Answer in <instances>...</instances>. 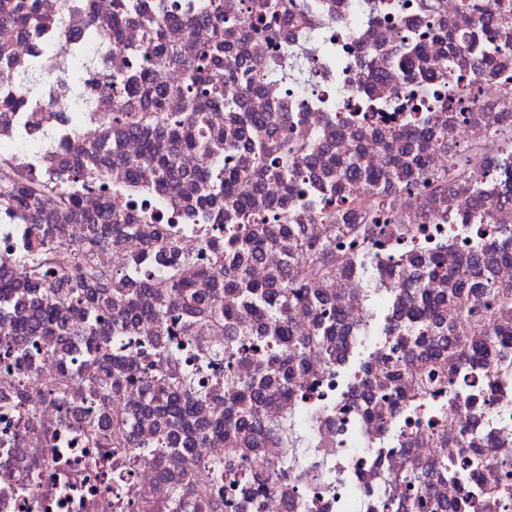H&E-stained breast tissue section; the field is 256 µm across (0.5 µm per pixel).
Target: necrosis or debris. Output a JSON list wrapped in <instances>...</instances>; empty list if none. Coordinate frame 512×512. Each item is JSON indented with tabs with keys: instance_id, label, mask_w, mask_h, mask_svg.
Returning <instances> with one entry per match:
<instances>
[{
	"instance_id": "obj_1",
	"label": "necrosis or debris",
	"mask_w": 512,
	"mask_h": 512,
	"mask_svg": "<svg viewBox=\"0 0 512 512\" xmlns=\"http://www.w3.org/2000/svg\"><path fill=\"white\" fill-rule=\"evenodd\" d=\"M61 2L39 0L44 15L60 17L59 28L19 35L11 55L0 58V69L13 74L42 66L43 102L0 114V145L33 137L38 127L55 133L51 146L15 154L36 174L107 126L110 108L103 101L78 125L66 106L69 90L58 66L74 59L76 47H84L95 79L125 68L130 50L144 41L146 19L159 21L166 43L181 48L209 34L184 23L194 0H138L117 43L101 44L94 35L102 20L89 0H76L67 12ZM250 2L220 0L224 17L238 22L224 46L231 69L224 101L274 113L275 138L305 144L288 158L298 182L254 170L232 187L236 197L259 204L251 228L261 249L246 261L250 281L262 291L274 287L275 273L303 269L282 242L270 240L273 217L287 215L303 242L318 245L333 224L364 223L372 197L383 206L372 243L350 255L335 284L308 279V302L277 307L298 337L312 335L325 312L337 311L336 353L286 357V342L232 288L222 294L235 319L223 326L204 320L184 335L185 317L177 310L162 342L134 323L108 337L112 383L120 392L114 407L89 393L104 365L84 337H62L52 348L37 337L18 349L0 347V512H179L181 499L195 512H451L450 500L468 491L478 512H512V484L503 479L504 465L512 464V353L474 356L463 341L469 315L444 305L433 333L453 341L454 354L430 363L442 388L418 398L393 383L397 364L419 359L400 340L414 300L456 287L458 271L474 259L489 280L512 287V261L499 257L503 231L512 228V164L502 162L494 138L512 133V50H495L512 32L487 20L504 0H276L274 14L261 20L248 17ZM407 44L415 55L404 68L398 58ZM185 79L179 61L151 67L136 102L169 90L166 111L194 122L195 113L174 92ZM352 157L365 174L346 186L347 204L327 221L336 162ZM421 159L435 180L424 190L398 179L375 189L366 179L414 168ZM458 165L465 176L454 174ZM131 192L151 204L129 209L131 223L150 213L185 244L206 232L239 231L235 211L225 210L220 225L198 223L191 217L194 194L159 191L148 172L130 184L124 168L113 166V202H125ZM145 254L165 267V253L146 239L120 236L112 267L137 280V260ZM431 256L441 257L448 278L423 289L416 260ZM242 344L245 369L262 393L245 463L224 429L242 394L224 357ZM144 367L189 378L198 400L180 417L164 413L135 379ZM61 381L67 400L59 404L51 394ZM118 417L132 444L99 448L88 440ZM204 460L229 469L244 463L248 471L200 481L193 470ZM446 461L476 466L469 489L449 487L441 470ZM411 472L419 486L406 482Z\"/></svg>"
}]
</instances>
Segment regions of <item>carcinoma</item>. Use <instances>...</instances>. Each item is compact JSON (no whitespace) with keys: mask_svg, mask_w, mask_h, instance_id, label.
Listing matches in <instances>:
<instances>
[{"mask_svg":"<svg viewBox=\"0 0 512 512\" xmlns=\"http://www.w3.org/2000/svg\"><path fill=\"white\" fill-rule=\"evenodd\" d=\"M97 15L104 22L100 33L110 39L119 37L124 22L123 5L116 0H94ZM191 24L211 27V35L193 46L186 65L190 70L189 82L179 91L188 100L203 99L212 109L224 108V77L216 73L224 57V19L220 4L210 0L200 15L189 19ZM56 27V21L43 16L38 0H13L9 12L0 14V48L11 47L9 32L16 30H46ZM164 43V31L153 24L148 30L143 45L133 52L136 57L160 54ZM66 77L78 95L71 101L70 110L83 112L90 107L86 76L83 70L72 64L65 68ZM146 79L145 72L131 67L120 74L110 75L95 83L98 93L115 98L112 123L130 134L154 128L160 140L147 141L142 153L123 161L130 182L137 181L140 172L147 168L153 173L156 186L163 191L170 186L186 185L199 194V206L205 209L201 217L206 223H224V207L221 202L229 198V183L240 176L239 170L224 172V134L215 122L204 114L194 125L185 124L178 112L163 111L166 94L156 96L155 112H136L121 104L131 97ZM17 81L22 86L18 97L0 100V113L20 107L40 98V77L29 69ZM236 122L249 134L251 163L264 167L265 157L277 153L281 166L271 169L277 177H289L287 157L288 145H276L266 141V130L274 122L269 112H240ZM183 151H197L204 155L203 166L194 173L182 171L177 159ZM108 143L83 144L78 157L70 164L51 169L35 177L24 171L16 159L8 153H0V209L15 214L22 221L33 225L32 239L27 254L0 259V303L14 302L27 307L30 317L15 325L10 336H114L126 325L128 315L140 320L154 336L161 335L165 318L173 308L182 307L191 314L197 313V304L209 295L207 288L215 278H224V264L209 265L201 271L199 280L184 281L179 277L183 265L207 259L217 254H253L256 241L249 229L220 245L210 238H203L186 247L176 239L166 236L161 226L152 223L131 224L125 209L112 203ZM84 186L101 192L103 203L98 215L89 217L80 207L76 188ZM83 222L87 224L85 237L78 242L70 254L69 272L64 277L55 275V258L51 243L55 236L65 230L66 225ZM139 234L153 240L158 248L168 255V265L141 277L137 285L129 283L125 274L113 271L98 262V254L112 246L114 238L124 234ZM327 244L304 248V270L308 275L331 279L340 266L328 258ZM421 274L429 279L444 277L441 261L428 257L421 261ZM160 276L167 280L169 292L159 301L149 302L153 288L152 278ZM481 293L493 298L494 312L478 319L476 333L469 344L477 354L491 348L506 347L505 337L489 327L496 314L512 310V288H498L492 282L481 285ZM283 297L301 302L306 298L303 281L293 279L284 288ZM71 306L72 319L66 322L59 318L58 307ZM438 305L431 299L417 301L405 333L417 345L430 352L427 341L428 317ZM330 324L319 325L318 332L303 340L289 342L290 356L302 359L309 353L327 357L333 355ZM93 351L105 361V370L91 385L92 394L104 405L117 401V390L112 388V354L105 343H95ZM153 386L167 394V410L181 412L196 397L190 381L171 375H155Z\"/></svg>","mask_w":512,"mask_h":512,"instance_id":"carcinoma-1","label":"carcinoma"}]
</instances>
